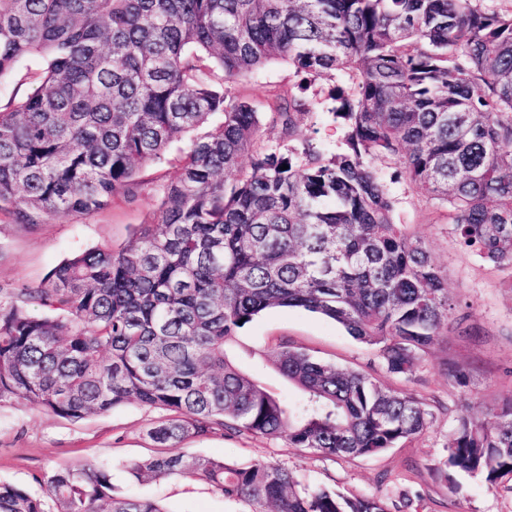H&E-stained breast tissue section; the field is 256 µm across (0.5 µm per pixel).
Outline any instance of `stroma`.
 Masks as SVG:
<instances>
[{
    "label": "stroma",
    "instance_id": "1",
    "mask_svg": "<svg viewBox=\"0 0 512 512\" xmlns=\"http://www.w3.org/2000/svg\"><path fill=\"white\" fill-rule=\"evenodd\" d=\"M301 77L275 62L254 72L239 91L258 106L296 89ZM303 131L331 152L342 148V129L331 112L327 90L309 88ZM186 141L173 142L162 164L143 169L135 197L116 195L94 214L74 215L26 227L0 211V286L34 287L73 252L99 246L120 248L150 223L159 191L180 173ZM397 220L421 238L448 277V292L458 305L450 322L423 355L412 380L388 374L375 349L349 336L334 321L298 308H273L256 317L237 338L239 362L252 368L251 352L285 341L316 359L369 373L385 387L421 399L432 421L420 436L373 458L325 457L289 447L286 439L214 434L180 442L179 452L216 460L266 461L293 470L301 483L326 485L351 494L379 493L405 512H512V485L491 488L478 476L456 475L458 492L440 476L447 459L448 413L466 406L482 416L512 396V275L465 252L456 242L448 211L426 192L399 183ZM467 373L466 387L448 377L449 366ZM158 410L135 403L73 422L26 403L0 405V481L39 494L41 480L60 464L92 462L112 469V483L124 494L159 501L167 512H248V504L224 498L207 484L186 478L130 480L128 463L152 456L157 446L147 434Z\"/></svg>",
    "mask_w": 512,
    "mask_h": 512
}]
</instances>
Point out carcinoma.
Here are the masks:
<instances>
[{"label": "carcinoma", "instance_id": "carcinoma-1", "mask_svg": "<svg viewBox=\"0 0 512 512\" xmlns=\"http://www.w3.org/2000/svg\"><path fill=\"white\" fill-rule=\"evenodd\" d=\"M45 67L0 109V209L47 224L107 208L171 143L196 132L154 220L122 248L73 253L38 286L0 288V404L79 421L156 409L157 455L136 480L190 478L252 512H390L385 498L300 487L286 466L174 452L187 438L288 439L323 456L381 454L421 435L415 396L281 342L279 398L231 345L267 309L340 324L410 380L456 303L425 243L396 220L392 185L448 209L461 246L512 270V10L477 0H0V79ZM285 62L333 86L341 152L305 135L292 92L268 112L237 89ZM281 144L261 143L262 120ZM299 149L288 148L290 142ZM396 170L385 178L377 162ZM288 165L282 169V165ZM446 465L512 480V398L451 415ZM40 496L0 481V512H165L86 462L53 467Z\"/></svg>", "mask_w": 512, "mask_h": 512}]
</instances>
